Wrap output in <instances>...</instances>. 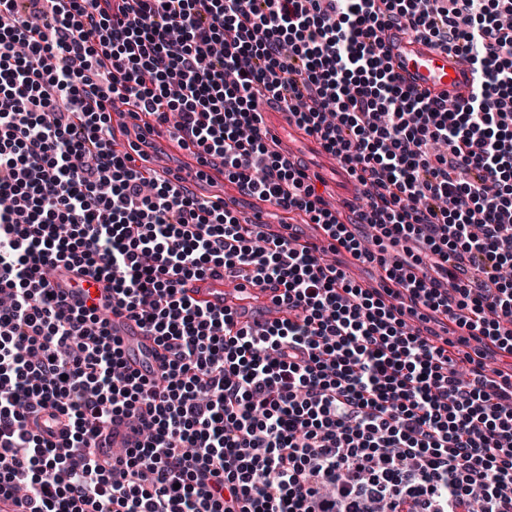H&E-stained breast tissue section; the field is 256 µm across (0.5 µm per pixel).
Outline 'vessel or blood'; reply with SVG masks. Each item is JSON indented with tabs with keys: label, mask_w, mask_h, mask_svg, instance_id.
<instances>
[{
	"label": "vessel or blood",
	"mask_w": 512,
	"mask_h": 512,
	"mask_svg": "<svg viewBox=\"0 0 512 512\" xmlns=\"http://www.w3.org/2000/svg\"><path fill=\"white\" fill-rule=\"evenodd\" d=\"M385 50L394 73L400 81L413 90L433 97H445L452 102L468 99L477 82L474 70L464 64L459 56L435 47L430 41L412 33L388 30L382 35ZM85 293L94 300L108 296V283L105 279L90 274L83 275ZM55 287L64 288L62 280H55ZM70 301H79L82 294L75 289L64 288ZM234 282L207 277L190 282L187 293L201 305L224 308L225 293H238ZM113 333L120 337L126 347L127 360L132 368L141 370L157 367L162 350L153 336L123 311L110 312Z\"/></svg>",
	"instance_id": "b4317fda"
}]
</instances>
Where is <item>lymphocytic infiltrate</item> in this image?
Wrapping results in <instances>:
<instances>
[{"mask_svg": "<svg viewBox=\"0 0 512 512\" xmlns=\"http://www.w3.org/2000/svg\"><path fill=\"white\" fill-rule=\"evenodd\" d=\"M0 0V499L17 512H512V0ZM466 57L448 105L402 86L381 34ZM275 103L363 186L340 222L272 150ZM220 162L296 227L135 169L111 112ZM376 232V249L355 228ZM412 240L413 258L387 260ZM436 278L417 276L419 266ZM96 271L164 355L132 370L96 305L55 293ZM224 275L279 289L243 325L195 305ZM449 319L458 339L420 324ZM468 345L455 356L453 342ZM466 364L460 374L458 364ZM133 444L112 452V426ZM351 277L358 283L367 286L372 285L378 287L381 277H385V271L376 263L352 265L348 267Z\"/></svg>", "mask_w": 512, "mask_h": 512, "instance_id": "lymphocytic-infiltrate-1", "label": "lymphocytic infiltrate"}]
</instances>
